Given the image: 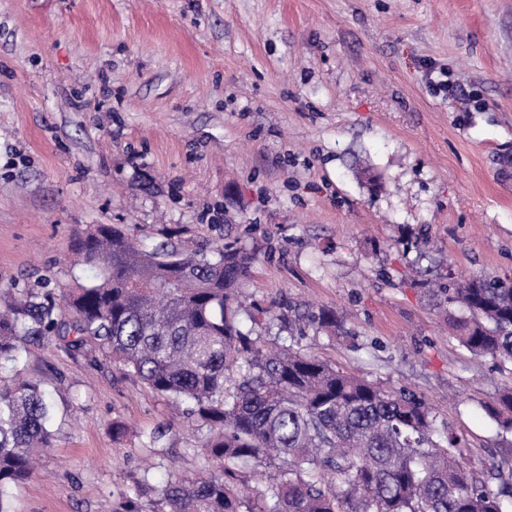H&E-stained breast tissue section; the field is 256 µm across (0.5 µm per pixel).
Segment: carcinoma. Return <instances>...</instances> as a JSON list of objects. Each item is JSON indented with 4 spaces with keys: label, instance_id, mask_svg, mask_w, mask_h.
Returning <instances> with one entry per match:
<instances>
[{
    "label": "carcinoma",
    "instance_id": "carcinoma-1",
    "mask_svg": "<svg viewBox=\"0 0 512 512\" xmlns=\"http://www.w3.org/2000/svg\"><path fill=\"white\" fill-rule=\"evenodd\" d=\"M77 264L101 269L60 294L23 289L0 311V368L16 364L20 341H53L67 352L102 350L155 393L190 402L207 429L211 471L154 489L162 512H507L512 484L491 491L468 470L464 442L439 428L409 387L388 390L311 355L265 348L237 319L252 256L230 245L151 251L121 227L99 224L71 242ZM419 280L476 358L512 363V284L471 276L450 288ZM336 332L330 309L307 315ZM512 430V389L486 406ZM53 407L38 381L0 386V512L7 488L26 482L53 446ZM253 461L268 485L244 496ZM144 484L123 492L140 512Z\"/></svg>",
    "mask_w": 512,
    "mask_h": 512
}]
</instances>
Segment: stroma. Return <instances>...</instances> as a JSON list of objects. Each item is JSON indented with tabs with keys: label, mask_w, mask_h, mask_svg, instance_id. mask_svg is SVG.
<instances>
[{
	"label": "stroma",
	"mask_w": 512,
	"mask_h": 512,
	"mask_svg": "<svg viewBox=\"0 0 512 512\" xmlns=\"http://www.w3.org/2000/svg\"><path fill=\"white\" fill-rule=\"evenodd\" d=\"M510 166L512 0H0L1 307L93 280L70 260L90 224L240 248L244 327L412 387L493 489L512 432L485 407L512 365L473 357L411 281L512 283ZM320 307L340 334L284 322ZM19 367L56 418L13 512H120L133 481L210 470L188 405L99 351L26 342Z\"/></svg>",
	"instance_id": "stroma-1"
}]
</instances>
